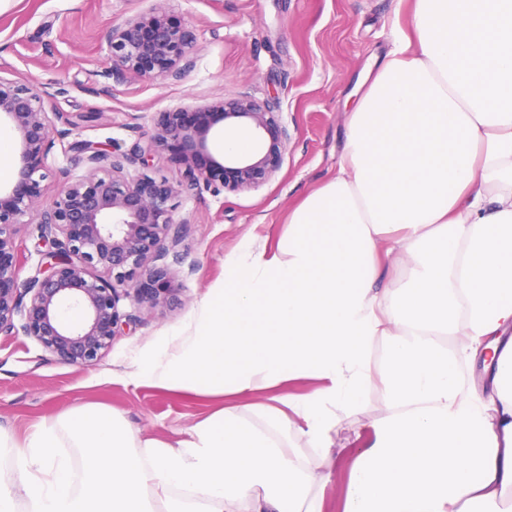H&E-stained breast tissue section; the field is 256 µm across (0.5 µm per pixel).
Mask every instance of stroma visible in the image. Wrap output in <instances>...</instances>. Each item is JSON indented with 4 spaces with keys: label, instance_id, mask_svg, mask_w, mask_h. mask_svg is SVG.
<instances>
[{
    "label": "stroma",
    "instance_id": "1",
    "mask_svg": "<svg viewBox=\"0 0 512 512\" xmlns=\"http://www.w3.org/2000/svg\"><path fill=\"white\" fill-rule=\"evenodd\" d=\"M155 0H0V76L37 80L53 111L83 116L70 138L53 137L44 188L60 171L87 167L71 141L129 150L148 135L160 113L232 96L276 98L288 132L282 163L266 184L230 191L184 186L174 152L158 150L149 167L129 173L180 184L175 220L186 223L176 265V302L142 313L89 366L62 362L34 338L0 335V428L18 447L40 425L79 404L115 410L142 436L174 444L224 399L142 384L132 377L152 352L173 345L223 284L227 260L246 241L276 252L288 216L336 172L345 137L347 98H359L412 31L414 0H167L168 18L192 28V63L164 79L107 77V28L148 12ZM386 416L382 388L371 383L364 403L342 410L334 451L319 461L314 494L321 512H343L350 470Z\"/></svg>",
    "mask_w": 512,
    "mask_h": 512
}]
</instances>
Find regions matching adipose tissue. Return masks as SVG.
Listing matches in <instances>:
<instances>
[{
  "label": "adipose tissue",
  "mask_w": 512,
  "mask_h": 512,
  "mask_svg": "<svg viewBox=\"0 0 512 512\" xmlns=\"http://www.w3.org/2000/svg\"><path fill=\"white\" fill-rule=\"evenodd\" d=\"M386 261L406 267L399 287H379ZM231 264L143 379L235 403L174 445L77 406L0 475V512H318L313 462L283 449L299 434L330 453L337 410L375 378L388 415L344 512H512V0H416L347 115L335 176L278 253L249 242ZM476 358L482 398L460 384ZM300 377L318 388L279 393Z\"/></svg>",
  "instance_id": "adipose-tissue-1"
}]
</instances>
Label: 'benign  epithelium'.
<instances>
[{"instance_id":"benign-epithelium-1","label":"benign epithelium","mask_w":512,"mask_h":512,"mask_svg":"<svg viewBox=\"0 0 512 512\" xmlns=\"http://www.w3.org/2000/svg\"><path fill=\"white\" fill-rule=\"evenodd\" d=\"M162 2L106 31L108 77L117 82L164 78L191 65L195 34L188 26L169 24ZM47 97L36 80L18 83L0 76V128L17 141L9 183L0 185V335L21 332L61 361L85 365L101 358L122 327L139 321L138 311L175 300L176 272L167 258L182 260L176 247L186 236V224L174 220L169 205L177 186L130 176L112 152L85 141L72 148L83 155L87 175L73 182L61 171L60 190L45 199L40 171L52 134L66 137L74 125L63 113L46 110ZM200 111L218 114L223 130L213 131L210 122H183L182 108L165 112L123 158L144 165L158 149L173 144L193 185L212 184L219 171L232 191L269 181L288 141L274 105L240 96ZM58 122L64 128H57ZM238 131L254 144L251 153L234 154L223 146ZM31 214L38 240L48 250L35 273L23 279L16 240L26 226L22 217ZM123 300L133 311L120 310Z\"/></svg>"}]
</instances>
